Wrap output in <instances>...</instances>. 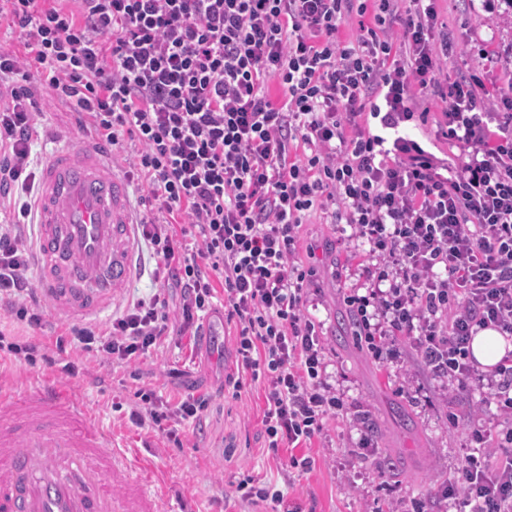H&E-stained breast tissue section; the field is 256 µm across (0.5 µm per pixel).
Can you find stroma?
I'll list each match as a JSON object with an SVG mask.
<instances>
[{
  "label": "stroma",
  "mask_w": 512,
  "mask_h": 512,
  "mask_svg": "<svg viewBox=\"0 0 512 512\" xmlns=\"http://www.w3.org/2000/svg\"><path fill=\"white\" fill-rule=\"evenodd\" d=\"M438 8L465 47L464 53L449 56V72L467 70L486 82L512 79V23L502 18L503 0H439ZM38 107L37 125L54 140H82L52 88L41 87ZM357 251L356 241L342 235L327 214H309L297 260L313 271L316 293L307 310L322 324L326 380L343 398L344 409L308 444L306 453L315 460L308 473L288 471L290 449L263 447L262 386L249 381L240 395L225 391V376L236 370L237 326L223 315L209 320L217 332L210 344L172 336L136 362L117 368L107 360L94 362L65 383L116 441L142 456L156 488L190 512H264V505L243 503L235 493L236 484L248 476L277 485L289 482V497L302 512H385L393 500L400 501L403 512L415 500L428 512H462L457 499L439 493L470 446L451 416L483 403L487 394L476 388L443 391L408 348L392 361L372 356L360 338L359 318L344 300L349 289L365 282ZM70 325L48 305L38 328L10 326L5 334L7 341L20 344L29 334L41 336L48 353L69 361L72 350L58 347L57 340ZM141 389L174 400L190 393L209 395L200 430L186 431L182 447L176 448L161 434L132 425L127 410ZM365 437L370 447H362Z\"/></svg>",
  "instance_id": "obj_1"
}]
</instances>
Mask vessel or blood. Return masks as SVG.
Returning a JSON list of instances; mask_svg holds the SVG:
<instances>
[{
	"label": "vessel or blood",
	"instance_id": "b4317fda",
	"mask_svg": "<svg viewBox=\"0 0 512 512\" xmlns=\"http://www.w3.org/2000/svg\"><path fill=\"white\" fill-rule=\"evenodd\" d=\"M38 293L67 318L113 308L139 276L131 189L103 149L55 148L35 202ZM0 512H177L70 390L0 387Z\"/></svg>",
	"mask_w": 512,
	"mask_h": 512
}]
</instances>
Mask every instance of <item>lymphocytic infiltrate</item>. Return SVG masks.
<instances>
[{
    "mask_svg": "<svg viewBox=\"0 0 512 512\" xmlns=\"http://www.w3.org/2000/svg\"><path fill=\"white\" fill-rule=\"evenodd\" d=\"M38 2L0 0V19L24 33L40 80L87 137L135 146L153 210L139 232L181 292L183 328L223 295L226 320L238 322V371L224 385L263 383L265 447L310 443L343 407L302 312L309 273L293 261L298 229L319 209L369 246L366 292L345 301L374 357L408 348L436 380L487 383L501 428L491 435L472 412L453 414L472 447L444 496L468 512H512V351L484 375L470 351L485 329L512 338V80L490 91L476 75L449 76L458 44L437 0H79L76 14ZM354 15L374 24L340 42ZM19 72L0 54V196L18 215L0 225V306L37 326L27 276L37 100L34 86L12 84ZM273 81L283 103L269 95ZM430 91L444 105L440 134L466 156L459 167L403 131L427 125L417 99ZM178 214L196 251L177 239ZM167 321L155 296L133 301L107 333L70 334L79 351L128 364L166 341ZM206 406L143 391L128 417L178 448Z\"/></svg>",
    "mask_w": 512,
    "mask_h": 512,
    "instance_id": "f902f5d3",
    "label": "lymphocytic infiltrate"
}]
</instances>
